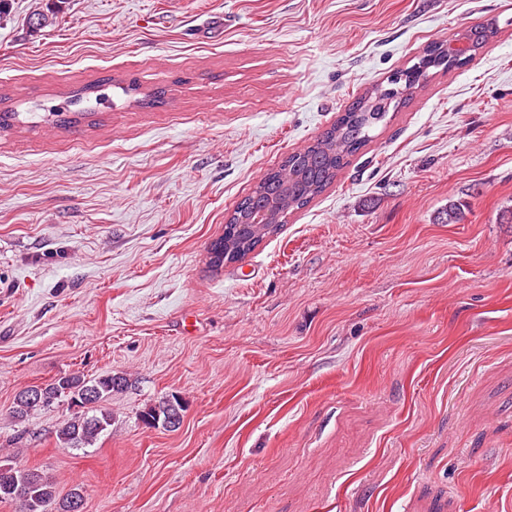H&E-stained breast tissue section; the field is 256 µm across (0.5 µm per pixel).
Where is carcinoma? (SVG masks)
I'll list each match as a JSON object with an SVG mask.
<instances>
[{
  "mask_svg": "<svg viewBox=\"0 0 512 512\" xmlns=\"http://www.w3.org/2000/svg\"><path fill=\"white\" fill-rule=\"evenodd\" d=\"M61 4L63 0H46L45 8L36 10L29 19L32 30L37 32L51 25ZM466 65V61L457 64L448 60L444 44L433 42L424 49L417 62L408 67V71L414 74V80L401 86V96L395 98L386 92V86L377 84L356 99L336 123L313 143L288 156L278 168L263 175L251 194L237 204L234 216L224 224V233L210 245L211 264L221 267L237 263L261 243L255 239L260 230L243 227L257 208L271 210L270 222L265 224L269 231L263 237L277 234L280 226L285 224L288 212L306 207L331 185L348 164L349 157L370 140L371 132L386 122L389 112L396 111L410 100L432 71L448 72ZM464 219L461 205L453 201L448 202V207L439 216L445 224H460ZM128 382L124 374L107 373L87 379L73 373L44 385L38 403L29 401L26 391L18 392L12 413L15 419L24 420L62 399L71 403L92 395L93 405L72 411L56 431L58 442L65 448H91L112 426V411L104 402L112 394L127 388ZM184 411L182 400L173 395L150 405L142 411L140 418L148 428L155 427V422L160 420L169 422L170 430L175 431L183 421ZM22 474L29 477V484L24 495L18 498L11 487L15 478ZM75 499L83 501L76 491L58 498L53 481L36 469L0 466V503L18 502L20 512H74L72 503Z\"/></svg>",
  "mask_w": 512,
  "mask_h": 512,
  "instance_id": "cac0c4a2",
  "label": "carcinoma"
}]
</instances>
